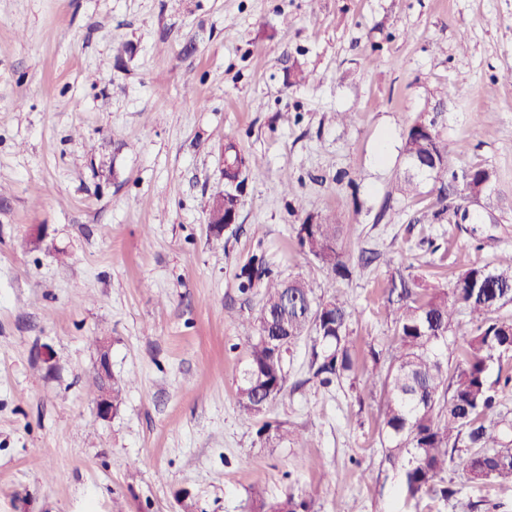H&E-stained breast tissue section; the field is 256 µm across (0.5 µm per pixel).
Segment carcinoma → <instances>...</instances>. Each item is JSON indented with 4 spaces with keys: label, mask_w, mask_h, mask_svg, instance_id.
Segmentation results:
<instances>
[{
    "label": "carcinoma",
    "mask_w": 512,
    "mask_h": 512,
    "mask_svg": "<svg viewBox=\"0 0 512 512\" xmlns=\"http://www.w3.org/2000/svg\"><path fill=\"white\" fill-rule=\"evenodd\" d=\"M404 149L452 170L448 146L417 125L409 130ZM244 166L236 146L227 143V190L215 196L234 200L232 191L242 185ZM344 228L335 215L296 228L299 246L340 278L349 276ZM239 279L243 292L260 284L265 288L258 317L241 323L247 340L238 386L243 420L259 418L286 391L287 352L305 336L314 337L308 371L320 384L355 372L350 341L354 305L347 295L336 290L326 299L318 297L301 277L295 287L286 288L257 255L241 267ZM511 302L512 252L501 255L491 268L467 269L451 288H422L401 274L391 277L385 288L384 307L392 320L388 361L367 375L364 387L378 385L385 393L386 457L401 462L408 497L433 492L448 498L453 490L438 481L452 465L474 482L512 483V440L504 442L487 422L496 408L489 369L512 360V321L493 313ZM461 310L470 316L472 329L459 344L449 333ZM250 512H310V504L292 492L276 502L258 496L252 498Z\"/></svg>",
    "instance_id": "obj_1"
}]
</instances>
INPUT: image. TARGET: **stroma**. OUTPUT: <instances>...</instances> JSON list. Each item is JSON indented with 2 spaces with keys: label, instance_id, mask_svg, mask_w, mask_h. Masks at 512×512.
Instances as JSON below:
<instances>
[{
  "label": "stroma",
  "instance_id": "1",
  "mask_svg": "<svg viewBox=\"0 0 512 512\" xmlns=\"http://www.w3.org/2000/svg\"><path fill=\"white\" fill-rule=\"evenodd\" d=\"M420 119L456 173L489 171L479 199L445 175L398 194ZM229 140L249 165L217 238ZM330 212L346 279L296 239ZM506 252L512 0H0V512H248L255 492L313 512H512V485L458 468L453 498L400 496L384 394L363 389L392 276L448 285ZM255 254L316 295L347 292L357 353L355 376L323 386L302 338L262 435L237 404L238 320L263 299L238 274ZM99 337L128 383L108 420Z\"/></svg>",
  "mask_w": 512,
  "mask_h": 512
}]
</instances>
